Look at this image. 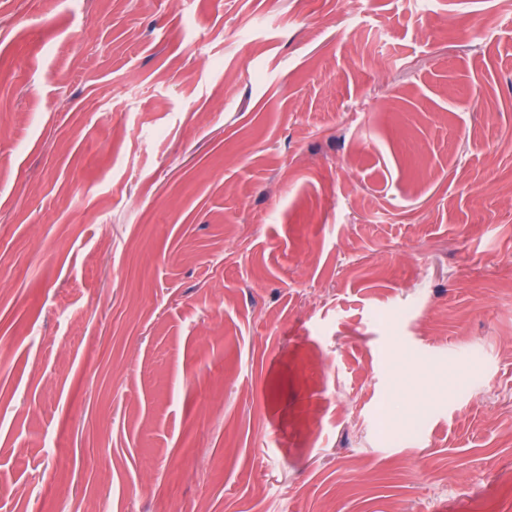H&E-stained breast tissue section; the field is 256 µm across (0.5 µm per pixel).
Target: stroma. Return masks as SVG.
<instances>
[{
	"label": "stroma",
	"mask_w": 512,
	"mask_h": 512,
	"mask_svg": "<svg viewBox=\"0 0 512 512\" xmlns=\"http://www.w3.org/2000/svg\"><path fill=\"white\" fill-rule=\"evenodd\" d=\"M512 0H0V512H512Z\"/></svg>",
	"instance_id": "obj_1"
}]
</instances>
